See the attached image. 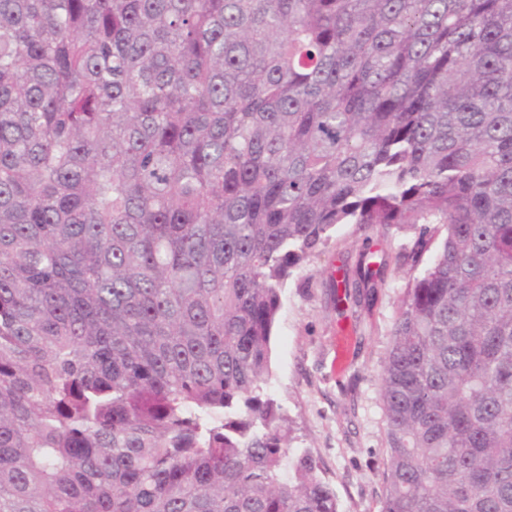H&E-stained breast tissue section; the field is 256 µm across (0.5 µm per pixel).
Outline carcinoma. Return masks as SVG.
Listing matches in <instances>:
<instances>
[{
  "label": "carcinoma",
  "mask_w": 512,
  "mask_h": 512,
  "mask_svg": "<svg viewBox=\"0 0 512 512\" xmlns=\"http://www.w3.org/2000/svg\"><path fill=\"white\" fill-rule=\"evenodd\" d=\"M344 224L381 512H512V0H0V512H340L265 385Z\"/></svg>",
  "instance_id": "obj_1"
}]
</instances>
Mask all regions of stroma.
Segmentation results:
<instances>
[{"label": "stroma", "mask_w": 512, "mask_h": 512, "mask_svg": "<svg viewBox=\"0 0 512 512\" xmlns=\"http://www.w3.org/2000/svg\"><path fill=\"white\" fill-rule=\"evenodd\" d=\"M416 229L366 237L338 226L322 250L294 270L273 328L268 392L281 405L290 446L317 461L341 512H380L384 494L386 422L380 400L382 363L409 265L377 271L370 288L336 287L347 269L358 279L364 250L397 254Z\"/></svg>", "instance_id": "stroma-1"}]
</instances>
